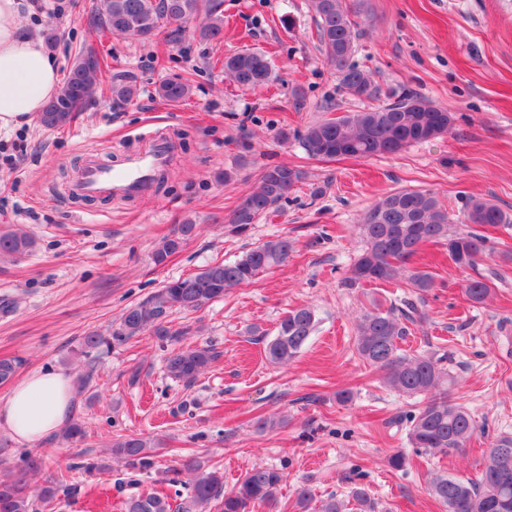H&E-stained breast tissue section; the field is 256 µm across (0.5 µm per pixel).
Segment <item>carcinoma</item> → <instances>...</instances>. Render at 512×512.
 I'll return each instance as SVG.
<instances>
[{
    "label": "carcinoma",
    "mask_w": 512,
    "mask_h": 512,
    "mask_svg": "<svg viewBox=\"0 0 512 512\" xmlns=\"http://www.w3.org/2000/svg\"><path fill=\"white\" fill-rule=\"evenodd\" d=\"M315 14L317 39L327 65L336 74L341 89L363 100H377L382 88L371 73L351 60L359 36L356 18L368 17V0H310ZM203 16L196 31L201 41L212 42L224 35V0H101L92 23L127 39H150L165 33L166 40L177 42L183 34L182 22ZM224 73L243 87H257L274 79L272 66L260 51L243 50L224 57ZM105 64L89 47L70 62L67 75L57 94L38 115L47 129L64 127L83 111L103 88ZM191 81L187 78L167 80L157 88L159 97L179 103L190 97ZM137 86L112 80V100L132 101ZM454 122L447 109L417 94H406L371 109L336 118H325L296 134L286 128L277 136L282 141L300 140L312 157H349L368 159L387 152L430 140L448 133ZM304 174L287 164L265 168L256 190L245 195L230 212L227 223L240 233L256 223L302 182ZM469 228L454 231L448 210L429 191L400 189L381 196L361 217L359 234L364 249L353 264L346 285L390 282L404 274L407 283L422 296L435 287L433 276L415 266L422 247L440 244L458 268L475 266L490 254L488 238L477 227L509 226L512 218L499 206L484 200H470L464 210ZM198 224L188 219L178 225L154 252L160 265L192 239ZM35 239L19 224L0 229V260H9L32 251ZM293 243L286 236L247 251L233 263L214 262L196 274L172 280L145 300L124 310L112 332L96 331L81 338L80 353L86 357L85 370L79 374L80 389L90 384L96 360L113 346L152 332L161 340L175 335L166 326L173 310L195 311L224 297L229 288L248 285L260 273L285 263ZM465 293L474 303L483 302L490 286L482 280L470 281ZM394 308L379 307L364 312L356 323L355 344L359 357L379 371L383 382L409 397L422 396L424 404L408 418L407 439L416 453L448 457L463 451L472 439L476 425L465 407L448 400V386L454 383L451 372L441 359L409 357L398 346L405 327ZM318 319L309 306L295 308L281 320L276 336L266 345L267 360L273 365L291 362L314 333ZM214 360L208 346H189L173 351L166 359L169 377L191 382ZM110 455L133 473H147L155 466L148 442L141 437L121 436L112 443ZM43 459L29 455L22 465L0 474V512H37V502L61 499L65 479L47 477L32 494L31 476L42 470ZM286 480L283 471L255 466L246 471L233 488L224 490V472L208 461L191 456L167 472L166 481L180 486L174 494L155 492L133 494L124 501L125 512H250L255 504L269 508L279 505V491ZM429 493L442 503L447 512H512V433L499 434L489 449L481 473L475 478H461L452 472L437 471L429 478ZM350 497L359 512H376V505L361 486L351 489Z\"/></svg>",
    "instance_id": "cac0c4a2"
}]
</instances>
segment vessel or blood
I'll use <instances>...</instances> for the list:
<instances>
[{
    "label": "vessel or blood",
    "instance_id": "obj_1",
    "mask_svg": "<svg viewBox=\"0 0 512 512\" xmlns=\"http://www.w3.org/2000/svg\"><path fill=\"white\" fill-rule=\"evenodd\" d=\"M145 150L129 154L118 168L90 161L83 166L71 185L77 196L144 198L149 195L155 177L170 163L168 141L153 133L143 136Z\"/></svg>",
    "mask_w": 512,
    "mask_h": 512
}]
</instances>
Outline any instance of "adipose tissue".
I'll return each instance as SVG.
<instances>
[{
	"instance_id": "adipose-tissue-1",
	"label": "adipose tissue",
	"mask_w": 512,
	"mask_h": 512,
	"mask_svg": "<svg viewBox=\"0 0 512 512\" xmlns=\"http://www.w3.org/2000/svg\"><path fill=\"white\" fill-rule=\"evenodd\" d=\"M21 0H0V128L29 123L59 87V67L41 42L23 31ZM73 407V380L64 371H38L0 405V430L33 445L57 432Z\"/></svg>"
}]
</instances>
